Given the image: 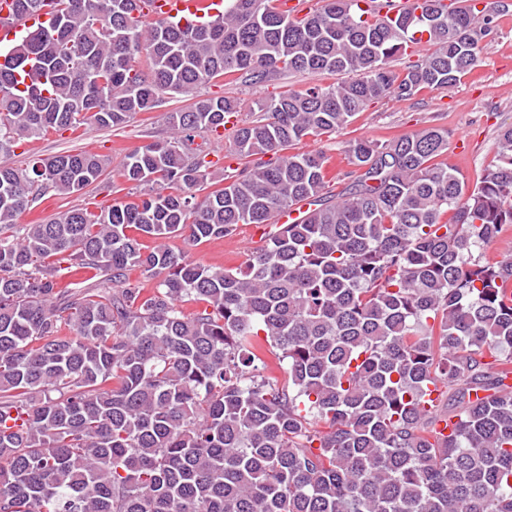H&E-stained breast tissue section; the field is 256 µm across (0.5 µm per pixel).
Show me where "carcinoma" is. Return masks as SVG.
Returning <instances> with one entry per match:
<instances>
[{"instance_id": "cac0c4a2", "label": "carcinoma", "mask_w": 512, "mask_h": 512, "mask_svg": "<svg viewBox=\"0 0 512 512\" xmlns=\"http://www.w3.org/2000/svg\"><path fill=\"white\" fill-rule=\"evenodd\" d=\"M9 2L51 22L0 60V512H512V258L487 257L512 224V125L471 191L437 126L347 142L337 195L326 154L294 150L375 99L459 83L500 9L226 0L216 21L147 27L140 0ZM306 71L353 78L243 123L241 100L200 97L127 154L131 200L17 223L110 165L74 150L20 168L25 140ZM228 123L237 166L210 183L195 138ZM240 224L268 231L235 270L168 245Z\"/></svg>"}]
</instances>
